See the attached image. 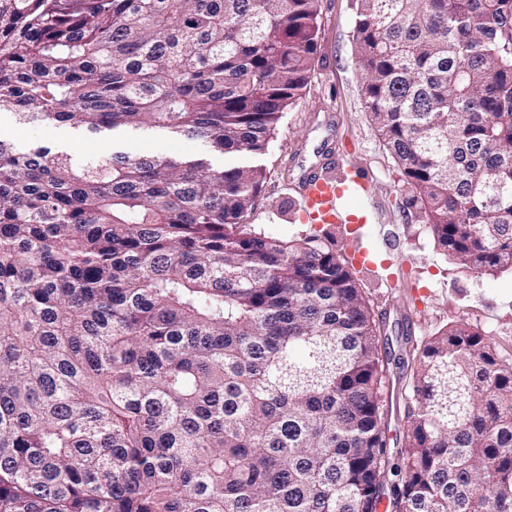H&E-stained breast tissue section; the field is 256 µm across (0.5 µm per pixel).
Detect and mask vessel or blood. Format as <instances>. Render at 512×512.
Masks as SVG:
<instances>
[{"label": "vessel or blood", "instance_id": "obj_1", "mask_svg": "<svg viewBox=\"0 0 512 512\" xmlns=\"http://www.w3.org/2000/svg\"><path fill=\"white\" fill-rule=\"evenodd\" d=\"M299 218L305 224H350L356 217L344 204L350 190L363 186L361 177L339 174L335 170L314 168L301 182Z\"/></svg>", "mask_w": 512, "mask_h": 512}]
</instances>
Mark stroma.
I'll list each match as a JSON object with an SVG mask.
<instances>
[{"label":"stroma","instance_id":"obj_1","mask_svg":"<svg viewBox=\"0 0 512 512\" xmlns=\"http://www.w3.org/2000/svg\"><path fill=\"white\" fill-rule=\"evenodd\" d=\"M319 40L309 82L277 125L268 144L266 179L245 231L298 241L321 237L352 263L382 332L381 351L390 360L385 437L390 453L403 445L407 415L415 406L398 366L411 343L465 320L483 332L498 354L512 360V270L474 274L439 249L422 210L409 201L400 169L378 136L361 95L363 74L354 50L358 0H321ZM0 139L24 152L38 146L77 157L107 158L135 152L178 155L202 152L201 144L156 129L123 135L90 133L70 126L25 123L0 114ZM336 160L341 172L361 173L367 188L353 209L369 214L365 224H304L293 206L300 176L311 165ZM366 251L371 270L355 265Z\"/></svg>","mask_w":512,"mask_h":512}]
</instances>
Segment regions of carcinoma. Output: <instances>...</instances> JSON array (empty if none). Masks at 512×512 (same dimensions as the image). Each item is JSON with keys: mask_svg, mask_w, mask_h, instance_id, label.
<instances>
[{"mask_svg": "<svg viewBox=\"0 0 512 512\" xmlns=\"http://www.w3.org/2000/svg\"><path fill=\"white\" fill-rule=\"evenodd\" d=\"M320 0H0V112L224 154L0 140V512H512V361L466 321L402 361L318 237L241 229ZM366 112L435 241L512 269V0H360Z\"/></svg>", "mask_w": 512, "mask_h": 512, "instance_id": "1", "label": "carcinoma"}]
</instances>
